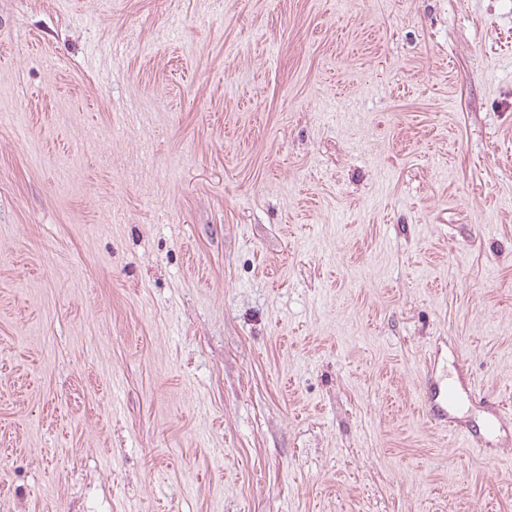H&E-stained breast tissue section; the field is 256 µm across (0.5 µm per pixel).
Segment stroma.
Returning <instances> with one entry per match:
<instances>
[{
  "label": "stroma",
  "mask_w": 512,
  "mask_h": 512,
  "mask_svg": "<svg viewBox=\"0 0 512 512\" xmlns=\"http://www.w3.org/2000/svg\"><path fill=\"white\" fill-rule=\"evenodd\" d=\"M512 0H0V512H512ZM458 394L450 383L437 388V391L429 395L426 392L424 406L427 414L435 421H444L445 427L448 423V435L465 448L481 454L485 448H481L485 441L479 438L470 429H464L456 424L453 410L456 405ZM448 420V421H447Z\"/></svg>",
  "instance_id": "obj_1"
}]
</instances>
